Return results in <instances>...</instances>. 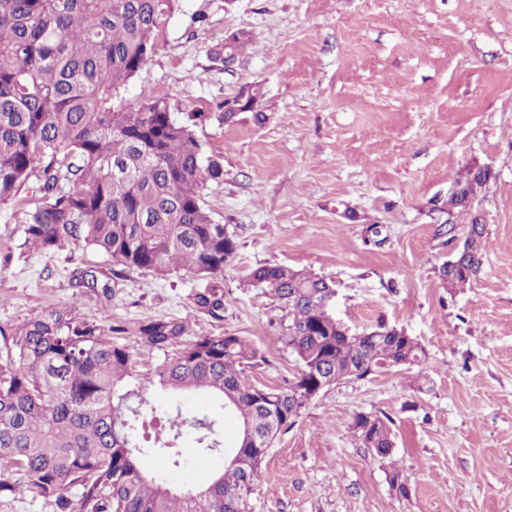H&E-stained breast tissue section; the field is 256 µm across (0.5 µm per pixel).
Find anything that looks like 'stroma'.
Wrapping results in <instances>:
<instances>
[{"instance_id":"obj_1","label":"stroma","mask_w":512,"mask_h":512,"mask_svg":"<svg viewBox=\"0 0 512 512\" xmlns=\"http://www.w3.org/2000/svg\"><path fill=\"white\" fill-rule=\"evenodd\" d=\"M239 29L255 41L228 72L210 52ZM253 84L264 121L242 112L195 129L224 165L201 204L238 242L222 310L196 305L205 278L89 248L28 251L22 194L0 205V327L51 310L120 326L144 374L165 354L136 345L140 322L175 320L186 343L249 338L267 357L257 378L281 386L299 369L282 342L288 318L246 275L265 263L312 272L334 282L332 311L352 332L394 326L427 357L315 397L266 455L250 512H512V0H175L118 104L161 95L182 121ZM475 166L491 177L472 212L446 215ZM475 213L481 267L451 291L440 269ZM447 220L454 234H439ZM81 271L97 287H79ZM360 412L391 419L408 496L355 435Z\"/></svg>"}]
</instances>
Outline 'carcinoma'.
<instances>
[{"mask_svg":"<svg viewBox=\"0 0 512 512\" xmlns=\"http://www.w3.org/2000/svg\"><path fill=\"white\" fill-rule=\"evenodd\" d=\"M173 0H0V203L16 199L34 164L42 165L34 207L26 213L24 244L41 252L92 248L125 268L161 276L182 272L218 279L238 242L201 205L200 188L224 178L220 157L207 154L187 120L171 115L163 96L134 110L115 106L146 65ZM253 43L240 31L212 50L228 69ZM226 98L217 120L240 109ZM491 171L471 167L459 181L480 191ZM485 224L472 217L465 247L441 268L446 288L467 286L484 249ZM288 312L283 336L299 364L283 386L257 381L264 355L236 335L199 336L153 373H135L122 328L77 321L51 310L17 328L0 327V498L24 483L55 512H249L246 483L265 458L259 451L294 425L309 405L316 377L363 379L425 361L404 330L378 326L345 335L332 314L336 290L326 279L286 265L264 264L248 274ZM211 313L223 308L212 291L196 297ZM184 325L147 319L137 343L164 351L180 344ZM203 393L214 404L189 407ZM240 427L224 451L225 419ZM354 433L381 459L393 434L378 415L358 413ZM192 445L189 459L182 448ZM225 457L224 470L201 487L177 488L143 466L155 457L172 472ZM387 479L400 495L402 470ZM80 489L73 502L69 492Z\"/></svg>","mask_w":512,"mask_h":512,"instance_id":"cac0c4a2","label":"carcinoma"}]
</instances>
